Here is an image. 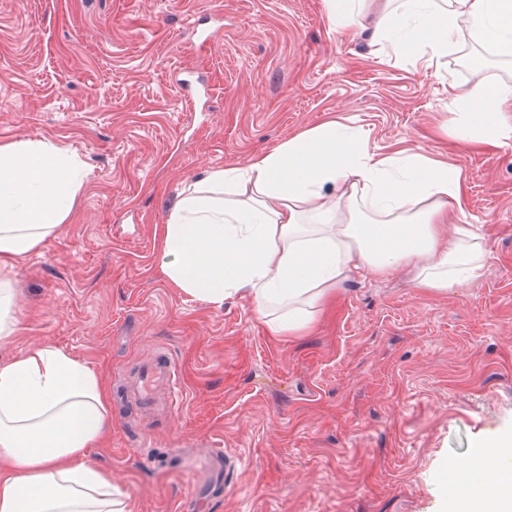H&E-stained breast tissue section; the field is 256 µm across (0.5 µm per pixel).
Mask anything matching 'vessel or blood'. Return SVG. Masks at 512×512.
Wrapping results in <instances>:
<instances>
[{
	"mask_svg": "<svg viewBox=\"0 0 512 512\" xmlns=\"http://www.w3.org/2000/svg\"><path fill=\"white\" fill-rule=\"evenodd\" d=\"M180 392V375L167 353L156 354L139 373L118 372L115 394L122 408L149 410L157 404L176 409Z\"/></svg>",
	"mask_w": 512,
	"mask_h": 512,
	"instance_id": "1",
	"label": "vessel or blood"
}]
</instances>
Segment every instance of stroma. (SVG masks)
I'll use <instances>...</instances> for the list:
<instances>
[{
    "instance_id": "obj_1",
    "label": "stroma",
    "mask_w": 512,
    "mask_h": 512,
    "mask_svg": "<svg viewBox=\"0 0 512 512\" xmlns=\"http://www.w3.org/2000/svg\"><path fill=\"white\" fill-rule=\"evenodd\" d=\"M326 0H0V144L47 140L85 169L65 229L9 275L16 336L0 362L53 345L113 379L167 351L184 400L146 429L113 420L86 459L134 512H451L449 461L512 433V148L446 135L449 84L495 85L451 55L392 61L337 34ZM224 11L197 46L191 22ZM209 79L205 107L175 80ZM328 119L467 171L461 223L484 276L435 294L409 274L357 277L304 336H273L244 300L214 307L163 276L155 229L185 182ZM182 469L142 466L143 439ZM238 459L232 479L214 449Z\"/></svg>"
}]
</instances>
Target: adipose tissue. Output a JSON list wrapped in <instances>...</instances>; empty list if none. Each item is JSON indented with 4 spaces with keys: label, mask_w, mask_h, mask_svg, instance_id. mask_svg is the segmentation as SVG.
I'll list each match as a JSON object with an SVG mask.
<instances>
[{
    "label": "adipose tissue",
    "mask_w": 512,
    "mask_h": 512,
    "mask_svg": "<svg viewBox=\"0 0 512 512\" xmlns=\"http://www.w3.org/2000/svg\"><path fill=\"white\" fill-rule=\"evenodd\" d=\"M337 33L372 30L393 57L424 67L493 36L512 57V0H329ZM450 134L512 144V83L451 86ZM362 127L327 120L245 162L186 185L159 230L160 269L209 305L246 300L276 336H302L356 275L408 269L431 292L478 280L488 253L462 212L467 172L418 152L370 149ZM82 186L79 164L47 142L0 145V268L63 229ZM112 422L101 374L51 346L0 364V512H132L130 496L84 457ZM459 512H512V482H481Z\"/></svg>",
    "instance_id": "ef3b65f1"
}]
</instances>
